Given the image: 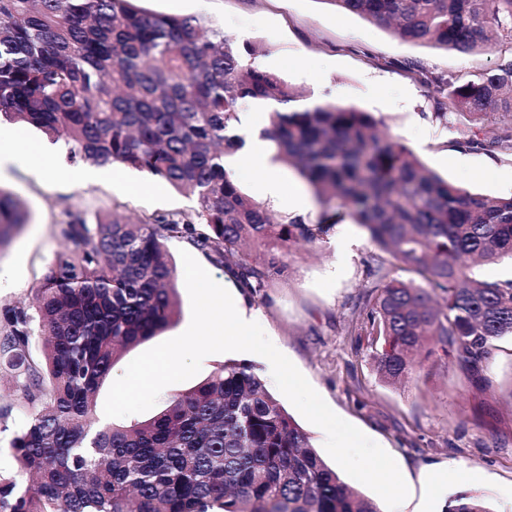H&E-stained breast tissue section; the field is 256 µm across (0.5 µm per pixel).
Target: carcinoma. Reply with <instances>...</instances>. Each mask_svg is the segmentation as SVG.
Here are the masks:
<instances>
[{
  "label": "carcinoma",
  "instance_id": "obj_1",
  "mask_svg": "<svg viewBox=\"0 0 512 512\" xmlns=\"http://www.w3.org/2000/svg\"><path fill=\"white\" fill-rule=\"evenodd\" d=\"M139 0H0V119L64 140L68 158L167 182L194 206L129 223L64 212L73 249L55 256L30 308L10 310L0 360L19 380L27 420L14 433L17 475L0 476V512H378L317 454L251 364L226 360L154 417L102 425L97 390L118 358L177 316L168 240L187 241L254 295L267 252L322 241L349 219L375 256L355 310L357 341L396 384L421 352L451 354L478 381L512 337V279L478 281L464 259H512V197L472 194L439 177L374 116L255 66L253 48L196 17L148 13ZM409 43L493 65L445 75L401 68L438 93L435 115L474 121L468 146L512 158V0H326ZM271 105L262 135L326 206L279 219L224 165L245 143L239 114ZM28 221L0 186V245ZM415 274L394 276L395 264ZM43 358L30 359L32 336ZM445 512H489L459 494Z\"/></svg>",
  "mask_w": 512,
  "mask_h": 512
}]
</instances>
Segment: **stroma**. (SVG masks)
<instances>
[{
	"instance_id": "obj_1",
	"label": "stroma",
	"mask_w": 512,
	"mask_h": 512,
	"mask_svg": "<svg viewBox=\"0 0 512 512\" xmlns=\"http://www.w3.org/2000/svg\"><path fill=\"white\" fill-rule=\"evenodd\" d=\"M160 14L194 16L221 27L237 43L256 48V65L278 74L317 100H339L373 113L433 172L489 198L512 196V159L464 145L468 118L435 115L433 89L407 77V60L428 69L461 73L487 66L494 54L469 58L434 46L404 43L366 19L336 12L326 0H144ZM24 135L48 145L57 160L51 178L36 176L28 162L0 177L29 213L0 245V332L10 309L27 302L55 256L67 250L60 220L65 210L88 217L119 212L137 219L191 209L190 199L165 181L117 167L115 177L78 184L61 145L47 144L36 129ZM377 252L367 232L352 221L336 225L323 242L292 248L281 257L264 295L248 297L261 326L310 385L342 419L360 429L396 461L410 499L427 494L424 476L457 461L473 479L460 491L486 501L491 512H512V340L505 338L487 363L488 387H473L459 363L444 355L421 360L401 385L383 383L372 351L357 344L351 318ZM0 473L13 472L14 430L26 419L10 372L0 365Z\"/></svg>"
}]
</instances>
